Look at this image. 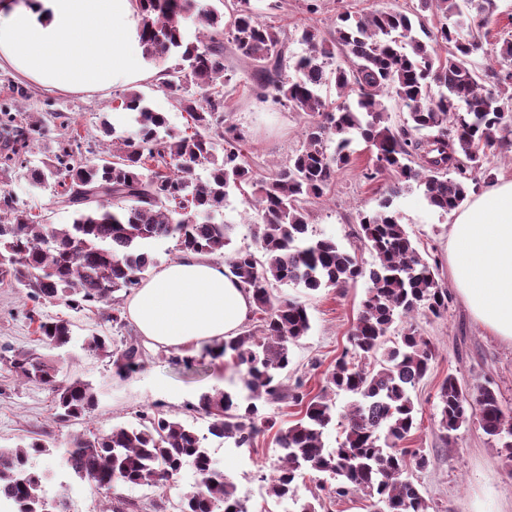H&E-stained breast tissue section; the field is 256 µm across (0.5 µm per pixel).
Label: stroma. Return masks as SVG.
Instances as JSON below:
<instances>
[{
    "label": "stroma",
    "mask_w": 512,
    "mask_h": 512,
    "mask_svg": "<svg viewBox=\"0 0 512 512\" xmlns=\"http://www.w3.org/2000/svg\"><path fill=\"white\" fill-rule=\"evenodd\" d=\"M318 5L317 12L310 13L304 0H279L277 9L264 11V19L281 26L285 32L286 56L304 52L305 46L299 40L302 27L315 26L329 34L341 12L361 14L387 8L410 11L417 8L418 0H318ZM497 5L498 21L490 25L482 50L472 57L473 67L480 72L491 63L497 42L512 38V0H497ZM175 63L172 56L151 60L147 77L136 81L135 87L146 95L156 111L167 114L174 129L181 130L186 125L185 115L174 108L171 93L160 85L162 71ZM253 70L250 60L242 57L232 44H225L226 119L243 132L246 158L255 171L263 173L287 164L301 148L303 118L261 94L251 80ZM15 85L24 87L28 93L27 99L21 102L24 111L41 114L53 106L63 109L68 116V126L52 127L50 138L67 137L74 128L97 149L103 143L101 122L122 121L112 110L120 87L94 92H58L36 86L10 68H0V102L6 100ZM373 159L369 150L359 149L356 160L337 173L326 194L309 199L306 204L309 229L315 237L335 240L343 248L356 251L367 264L372 263L373 257L359 240L358 214L376 208L395 181L394 175L387 172L373 180L365 179L364 173L372 167ZM9 189L20 206L45 215L48 223H71L72 212L57 204L50 190L33 186L20 175L15 176ZM395 206L422 256H438L439 277L448 280L446 261L452 215L430 209L415 190L403 193ZM224 220L235 227L233 247L251 244L250 227L259 217L243 195L229 196ZM272 289L275 295L298 299L308 308L311 330L294 347L288 373L303 378L312 391H319L325 371L347 343L367 283L361 279L341 291L311 292L279 283L273 284ZM34 308L46 318H69L79 338L113 332L106 320L107 306L97 304L81 312L61 304L48 303L37 308L9 282L0 280L2 447L24 444L36 437L63 448L75 432L95 433L115 426H130L136 424L139 412L151 408L194 421L202 429L205 420L191 409L199 395L216 387L242 386L239 373L218 365L202 348L190 356L163 349L149 351L143 367L125 377L116 373L110 359L75 347L61 352L60 375L91 383L98 394V404L81 423L58 421L54 417L51 391L42 385L20 382L5 361L14 351L37 346L36 326L27 317ZM412 322L433 341L436 356L414 395L421 428L408 443L409 448L426 454L430 464L425 470L411 471V479L427 498L447 507L448 512H512V470L506 467L498 443L473 420L458 430L455 446L448 448L442 446L437 427L438 390L443 379L450 375L473 392L485 386L492 388L504 409L512 411V347L478 325L455 292L450 295L443 318L418 313ZM276 454L268 435L259 437L254 448L240 454L224 451L219 446L213 449L214 459L245 497L248 512H283L282 505L267 495L264 482L265 475L272 472Z\"/></svg>",
    "instance_id": "obj_1"
}]
</instances>
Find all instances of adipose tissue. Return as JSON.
I'll list each match as a JSON object with an SVG mask.
<instances>
[{"mask_svg":"<svg viewBox=\"0 0 512 512\" xmlns=\"http://www.w3.org/2000/svg\"><path fill=\"white\" fill-rule=\"evenodd\" d=\"M139 21V0H0V68L66 92L135 82ZM453 216L451 281L476 322L512 345V181ZM252 307L224 262L183 253L134 289L126 312L146 344L190 354L236 335Z\"/></svg>","mask_w":512,"mask_h":512,"instance_id":"adipose-tissue-1","label":"adipose tissue"}]
</instances>
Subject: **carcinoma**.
I'll return each instance as SVG.
<instances>
[{"label":"carcinoma","instance_id":"obj_1","mask_svg":"<svg viewBox=\"0 0 512 512\" xmlns=\"http://www.w3.org/2000/svg\"><path fill=\"white\" fill-rule=\"evenodd\" d=\"M140 2L144 53L149 59L178 57L161 84L173 94L176 110L187 113L192 132L174 130L136 89L119 95L125 127L101 122L109 141L97 152L78 133L55 146L40 142L61 112L26 116L0 107V274L36 305L62 303L76 311L110 306L107 320L122 329L119 293L127 295L142 282L152 264L148 244L171 238L181 253L223 257L254 307L236 335L207 352L241 374L246 393H201L192 410L207 420L205 434L176 416L147 411L135 425L73 434L62 453L64 469L107 502L100 512L139 508L123 496L112 498L118 486L159 490L152 509L167 512L163 490L179 485L187 468L195 480L180 496L178 512H248L237 484L213 466L205 440L212 436L226 448H252L275 425L266 407L290 403L299 408V419L275 434L279 452L267 485L268 496L292 503L286 512L323 507L318 496L302 501L297 495V480L306 471L336 481L333 488L319 486L327 497L361 492L373 512H438L405 476L412 467L429 465L406 442L420 428L413 393L435 357L432 341L408 318L419 311L443 317L448 289L437 278V264L423 258L400 222L394 200L414 187L429 206L447 214L477 185L475 174L493 177L485 166L488 154L512 152V39L497 49L498 69L490 75L478 73L470 61L495 20L496 0H419L440 18L434 32L415 28L404 12L383 9L339 14L331 40L305 26L300 39L307 51L294 57L293 78L282 71L284 31L262 21L251 0H232L225 12L207 0ZM190 16L197 19L194 41L184 28ZM226 33L259 67L257 87L304 115L302 149L267 176L244 160V134L224 124ZM338 48L349 62L346 69L333 67ZM331 76L340 103L322 95ZM387 88L406 108L411 131L387 125ZM358 139L375 154L366 179L383 171L396 176L378 207L359 213L361 241L374 257L368 268L335 241L309 235L304 207L351 163ZM35 150L42 158L33 165L28 155ZM19 169L31 184L51 187L74 209L72 223L45 224L41 215L19 206L7 190ZM197 169L207 177H193ZM246 187L260 217L252 227L258 251L227 253L233 225L224 223V202L230 191ZM359 279L368 284L366 296L348 346L325 373V385L314 394L301 378L288 383L292 347L308 336L311 322L304 303L273 295L271 285L340 291ZM398 321L404 327L387 347ZM37 330L41 350L18 351L6 362L19 381L50 387L61 418L83 419L97 406V392L86 381L58 378L53 353L72 341L71 322L41 318ZM82 349L112 359L122 376L138 370L147 355L136 339L114 349L112 337L103 335L86 337ZM341 393L350 403L341 438L330 448L324 437L336 420ZM438 399V430L446 446L477 416L512 466V414L492 389L473 394L450 374ZM54 453L43 439L0 447V505L9 512H70L67 487L49 497L45 484L51 472L35 465Z\"/></svg>","mask_w":512,"mask_h":512}]
</instances>
